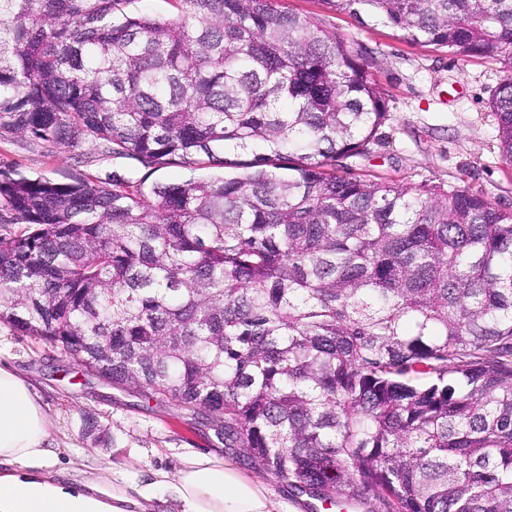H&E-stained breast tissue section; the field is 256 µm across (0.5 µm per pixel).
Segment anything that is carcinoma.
Returning <instances> with one entry per match:
<instances>
[{
    "instance_id": "cac0c4a2",
    "label": "carcinoma",
    "mask_w": 512,
    "mask_h": 512,
    "mask_svg": "<svg viewBox=\"0 0 512 512\" xmlns=\"http://www.w3.org/2000/svg\"><path fill=\"white\" fill-rule=\"evenodd\" d=\"M0 0V126L177 183L3 176L0 321L220 426L325 502L512 512V212L353 172L372 66L274 0ZM402 40L512 61V0H323ZM512 162V73L490 101ZM83 435L109 443L98 422ZM171 3V0H132L127 5V9L134 13L168 19L176 15V10ZM216 169H209L206 164L195 165L194 168L183 166L180 164H169L154 169L148 173L145 181V190L154 182H181L190 177L205 176Z\"/></svg>"
}]
</instances>
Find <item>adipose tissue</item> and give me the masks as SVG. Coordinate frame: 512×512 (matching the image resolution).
<instances>
[{"label":"adipose tissue","instance_id":"obj_1","mask_svg":"<svg viewBox=\"0 0 512 512\" xmlns=\"http://www.w3.org/2000/svg\"><path fill=\"white\" fill-rule=\"evenodd\" d=\"M50 429L32 386L0 364V512H149L163 498L175 502L178 512H271L261 486L210 454L187 457L172 472L150 469L133 486L104 476L65 479ZM63 463L71 471L79 467L75 457Z\"/></svg>","mask_w":512,"mask_h":512}]
</instances>
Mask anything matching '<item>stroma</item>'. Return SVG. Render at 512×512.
I'll list each match as a JSON object with an SVG mask.
<instances>
[{
	"label": "stroma",
	"mask_w": 512,
	"mask_h": 512,
	"mask_svg": "<svg viewBox=\"0 0 512 512\" xmlns=\"http://www.w3.org/2000/svg\"><path fill=\"white\" fill-rule=\"evenodd\" d=\"M283 11L311 18L320 28L344 36L362 51L383 87L389 116L354 170L374 179L410 186L425 182L468 186L499 209L512 212V164L500 151L497 121L490 110L505 75L501 60L469 57L409 44L383 26H365L333 12L321 0H275ZM58 182L74 178L106 180L147 177L149 182H180L207 175L203 164H169L152 171L127 155L106 154L100 142L72 151L0 127V173ZM0 360L31 382L51 418V437L62 456L79 455V477L112 470L115 477L139 481L149 467L175 469L192 453H213L242 476L263 484L276 512H324L321 501L282 485L245 465L225 447L213 427L169 398L150 400L93 376L49 347L40 337L0 321ZM97 418L112 442L91 445L80 432L85 415Z\"/></svg>",
	"instance_id": "35a3bbf8"
}]
</instances>
